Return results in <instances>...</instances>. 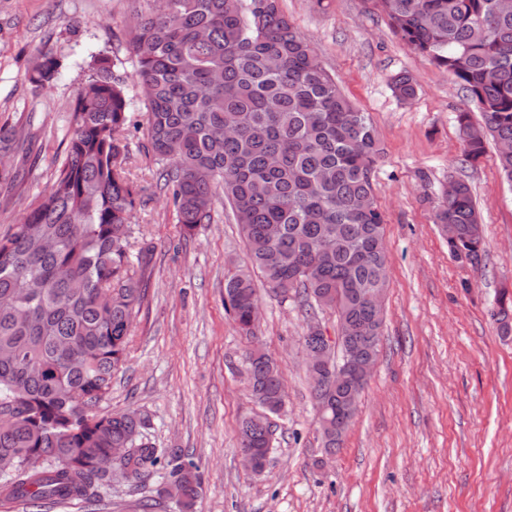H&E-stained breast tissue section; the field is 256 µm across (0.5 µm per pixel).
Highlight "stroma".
Returning a JSON list of instances; mask_svg holds the SVG:
<instances>
[{"label": "stroma", "mask_w": 512, "mask_h": 512, "mask_svg": "<svg viewBox=\"0 0 512 512\" xmlns=\"http://www.w3.org/2000/svg\"><path fill=\"white\" fill-rule=\"evenodd\" d=\"M349 99L373 123L381 149L372 179L385 221L388 288L377 362L339 450L325 452L302 337L318 323L337 338L332 311L260 291V323L247 337L224 310V281L248 263L228 206L183 235L159 189V163L130 130L129 173L139 187L133 247L152 252L145 299L125 366L97 409L136 411L155 447L196 464L203 491L193 512H512V335L497 321L512 293V185L494 146L464 162L457 113L464 90L391 30L371 0H283ZM131 0H0V124L38 113L31 149L39 159L23 192L0 196V235L47 189L72 99L90 54L110 56L126 82L134 118L145 111L125 36ZM63 63L44 89L24 78L39 49ZM408 72L417 94L396 97L391 78ZM467 181L481 211L479 267L454 260L434 222L449 180ZM276 359L286 404L275 416L264 470L240 456L238 424L260 413L245 378L246 355ZM114 474L101 501L53 504L42 512H131L161 480Z\"/></svg>", "instance_id": "1"}]
</instances>
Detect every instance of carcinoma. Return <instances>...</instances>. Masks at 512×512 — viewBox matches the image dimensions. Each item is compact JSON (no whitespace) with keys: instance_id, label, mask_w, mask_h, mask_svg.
I'll use <instances>...</instances> for the list:
<instances>
[{"instance_id":"obj_1","label":"carcinoma","mask_w":512,"mask_h":512,"mask_svg":"<svg viewBox=\"0 0 512 512\" xmlns=\"http://www.w3.org/2000/svg\"><path fill=\"white\" fill-rule=\"evenodd\" d=\"M394 33L446 70L477 105L457 121L464 160L490 141L512 144V10L498 0H372ZM132 6L126 34L146 109L145 136L162 165L160 189L188 232L213 220L217 194L231 207L251 268L275 294L302 297L336 313L339 363L346 351L377 355L383 311L368 294L387 288L384 218L372 187L379 148L366 113L283 12L281 0H146ZM61 68L37 53L25 80L51 84ZM90 75L67 118L66 155L48 190L0 237V497L39 508L48 501L92 502L114 470L138 482L172 453L146 437L129 411H92L110 393L127 355L141 304L144 252L130 251L129 216L138 190L125 174L130 98L114 62L91 56ZM396 95L416 94L407 73ZM25 122L0 125V155L17 156ZM20 166L0 167V192L22 189ZM452 224L454 258L477 266L480 212L470 185L457 181L434 213ZM277 233L269 232L271 226ZM258 302L250 268L224 282V309L253 333ZM255 401L270 415L285 404L275 360L247 358ZM364 385L324 396L313 387L323 446H340ZM271 425L246 417L241 450L266 457ZM126 454L108 470L112 449ZM202 491L198 467L178 463L156 489L179 512Z\"/></svg>"}]
</instances>
